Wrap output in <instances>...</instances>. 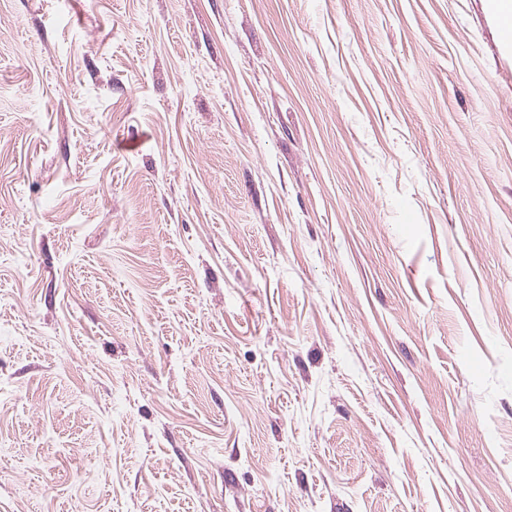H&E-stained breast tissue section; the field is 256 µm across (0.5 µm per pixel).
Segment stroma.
<instances>
[{
    "label": "stroma",
    "instance_id": "1",
    "mask_svg": "<svg viewBox=\"0 0 512 512\" xmlns=\"http://www.w3.org/2000/svg\"><path fill=\"white\" fill-rule=\"evenodd\" d=\"M0 512H512L489 0H0Z\"/></svg>",
    "mask_w": 512,
    "mask_h": 512
}]
</instances>
